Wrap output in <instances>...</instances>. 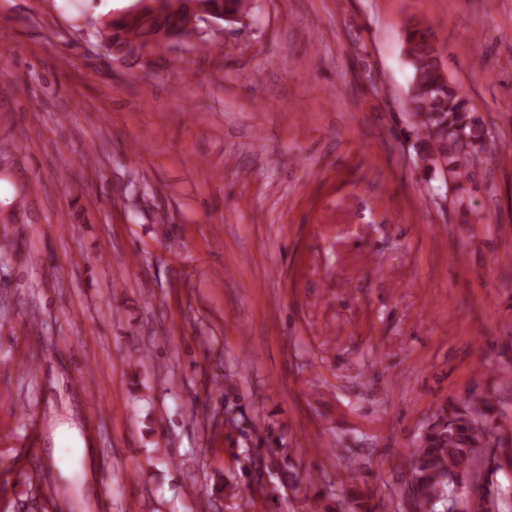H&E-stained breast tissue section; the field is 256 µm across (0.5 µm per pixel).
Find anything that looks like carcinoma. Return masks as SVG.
Returning a JSON list of instances; mask_svg holds the SVG:
<instances>
[{
	"instance_id": "carcinoma-1",
	"label": "carcinoma",
	"mask_w": 512,
	"mask_h": 512,
	"mask_svg": "<svg viewBox=\"0 0 512 512\" xmlns=\"http://www.w3.org/2000/svg\"><path fill=\"white\" fill-rule=\"evenodd\" d=\"M209 6L226 15L247 14L250 0H209ZM194 18L182 0H168V14L164 23L143 16L133 25L125 18L107 24L105 35L109 47L122 50L129 43L130 31L145 41L169 35L173 30L192 27ZM404 53L412 78L406 97V109L412 117L411 133L415 134L422 159L438 168L445 166L454 191L476 186L479 158L489 142L488 130L471 102L460 95L455 86L441 74V59L429 28L418 19H410L404 29ZM492 403L488 398L473 396L451 408L429 425L408 457V488L417 512H434L437 505H448L449 492L457 487L473 484L475 467L493 458L499 444L482 441V424ZM273 448L270 462L281 476V484H294L295 474L288 470L290 455L284 445ZM242 473L249 482L224 479V484L213 488L228 499L253 496L255 469L253 456ZM501 497L492 484L481 485L468 498L467 512H500Z\"/></svg>"
}]
</instances>
